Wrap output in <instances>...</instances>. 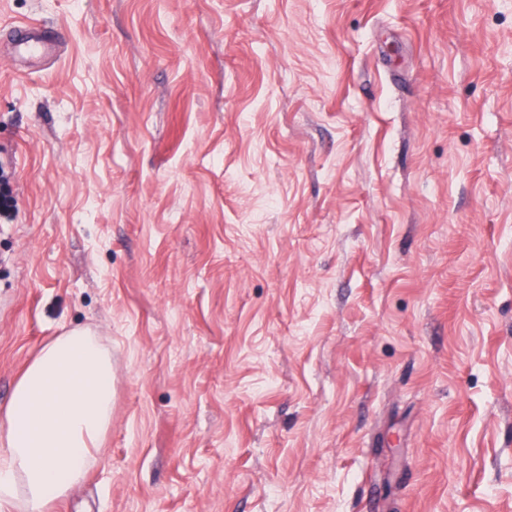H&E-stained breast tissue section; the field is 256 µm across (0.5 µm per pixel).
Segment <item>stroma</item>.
I'll return each mask as SVG.
<instances>
[{
    "instance_id": "obj_1",
    "label": "stroma",
    "mask_w": 512,
    "mask_h": 512,
    "mask_svg": "<svg viewBox=\"0 0 512 512\" xmlns=\"http://www.w3.org/2000/svg\"><path fill=\"white\" fill-rule=\"evenodd\" d=\"M0 172V409L112 351L49 512H512V0H0ZM10 33L17 47L29 56H40L49 48L50 37L37 22L15 25Z\"/></svg>"
}]
</instances>
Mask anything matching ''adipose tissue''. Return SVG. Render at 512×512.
Returning <instances> with one entry per match:
<instances>
[{
  "instance_id": "obj_1",
  "label": "adipose tissue",
  "mask_w": 512,
  "mask_h": 512,
  "mask_svg": "<svg viewBox=\"0 0 512 512\" xmlns=\"http://www.w3.org/2000/svg\"><path fill=\"white\" fill-rule=\"evenodd\" d=\"M112 353L73 330L44 344L0 411V508L47 512L86 475L112 423Z\"/></svg>"
}]
</instances>
